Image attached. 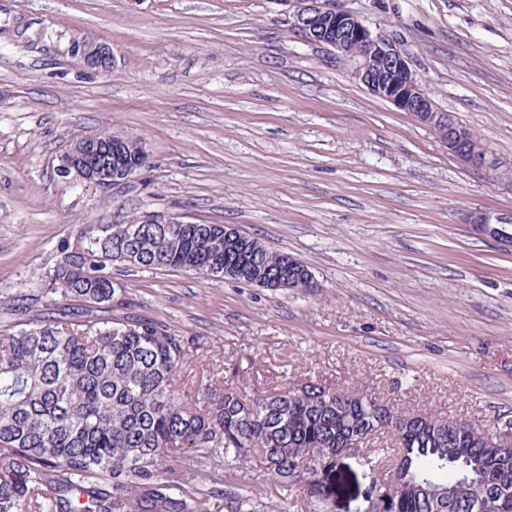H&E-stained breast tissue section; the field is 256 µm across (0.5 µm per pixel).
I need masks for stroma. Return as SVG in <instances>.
Instances as JSON below:
<instances>
[{
  "label": "stroma",
  "mask_w": 512,
  "mask_h": 512,
  "mask_svg": "<svg viewBox=\"0 0 512 512\" xmlns=\"http://www.w3.org/2000/svg\"><path fill=\"white\" fill-rule=\"evenodd\" d=\"M344 3L397 36L495 175L303 42L274 0H0V324L80 225L231 224L305 262L316 287L118 273L137 312L199 339L184 386L238 361L249 393L308 375L406 410L512 417V247L469 227L512 217V0ZM84 42L111 47L112 72L83 64ZM104 130L144 139L141 174H63L72 144ZM223 485L277 512L260 473L202 482Z\"/></svg>",
  "instance_id": "1"
}]
</instances>
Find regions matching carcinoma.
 <instances>
[{"mask_svg": "<svg viewBox=\"0 0 512 512\" xmlns=\"http://www.w3.org/2000/svg\"><path fill=\"white\" fill-rule=\"evenodd\" d=\"M83 255L61 242L45 282L28 289L0 336V512H268L261 497L227 487L189 491L219 463L262 471L289 493L280 512H332L340 453L358 445L374 467L388 436L402 481L378 484L375 512H512V451L488 446L490 430L463 420L403 412L369 390L314 377L248 394L223 369L194 394L177 377L199 341L126 311L112 267L175 269L214 278L241 271L311 282L291 255L257 238H224L222 224H83ZM63 303L43 319L34 308ZM194 454L185 469L166 464Z\"/></svg>", "mask_w": 512, "mask_h": 512, "instance_id": "1", "label": "carcinoma"}]
</instances>
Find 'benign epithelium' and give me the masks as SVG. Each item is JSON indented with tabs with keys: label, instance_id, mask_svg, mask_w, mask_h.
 <instances>
[{
	"label": "benign epithelium",
	"instance_id": "obj_1",
	"mask_svg": "<svg viewBox=\"0 0 512 512\" xmlns=\"http://www.w3.org/2000/svg\"><path fill=\"white\" fill-rule=\"evenodd\" d=\"M286 6L288 20L305 42L330 50L348 62L356 80L377 97L408 113L429 127L448 151L481 168L482 150L467 146L468 134L452 114L438 108L412 69L397 40L374 31L341 0H279ZM84 64L100 72L112 69V49L104 44L86 43L81 48ZM66 174L73 173L87 184L117 185L135 178L142 166L124 175L112 176V150L101 134L78 139L62 162ZM475 234L512 243L506 226L495 227L487 220L472 224Z\"/></svg>",
	"mask_w": 512,
	"mask_h": 512
}]
</instances>
